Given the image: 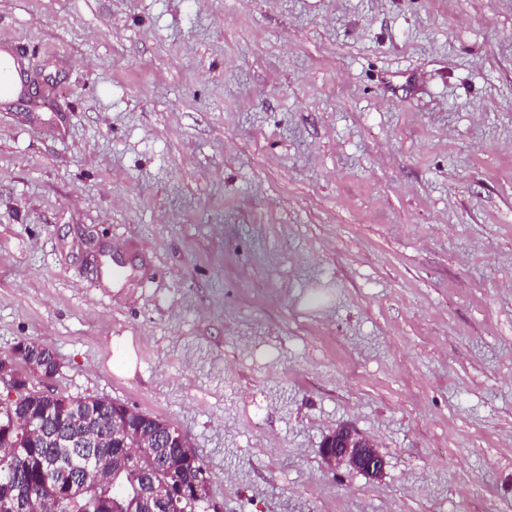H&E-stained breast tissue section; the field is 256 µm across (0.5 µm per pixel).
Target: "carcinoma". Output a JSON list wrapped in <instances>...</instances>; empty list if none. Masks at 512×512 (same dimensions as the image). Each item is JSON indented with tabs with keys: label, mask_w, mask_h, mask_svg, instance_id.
<instances>
[{
	"label": "carcinoma",
	"mask_w": 512,
	"mask_h": 512,
	"mask_svg": "<svg viewBox=\"0 0 512 512\" xmlns=\"http://www.w3.org/2000/svg\"><path fill=\"white\" fill-rule=\"evenodd\" d=\"M47 375L58 371V361L47 346L32 342L27 354L17 360V368L28 375L31 367ZM106 399L97 396L72 398L55 392L25 386L15 400L0 397V480L19 472L24 477V492L0 497V512H98L100 499H112L117 512H208L209 500H170L160 507L153 499L152 482L180 460L175 449L160 444L139 461L143 478L136 479L127 470L125 456L108 446L112 439V419L103 411ZM44 416L42 438L29 448H13L17 427L27 415ZM187 450L195 457L192 467L181 471V479L191 483L206 475L196 449ZM109 460L101 479L88 478L83 494L57 505L55 491L47 482L49 475L62 468L78 465L86 458Z\"/></svg>",
	"instance_id": "carcinoma-1"
}]
</instances>
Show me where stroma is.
<instances>
[{
  "label": "stroma",
  "mask_w": 512,
  "mask_h": 512,
  "mask_svg": "<svg viewBox=\"0 0 512 512\" xmlns=\"http://www.w3.org/2000/svg\"><path fill=\"white\" fill-rule=\"evenodd\" d=\"M18 43L0 356L180 430L222 512H512V0H0ZM320 455L331 468L346 466L374 478L382 476L386 467L385 457L374 442L347 425L324 438Z\"/></svg>",
  "instance_id": "stroma-1"
}]
</instances>
